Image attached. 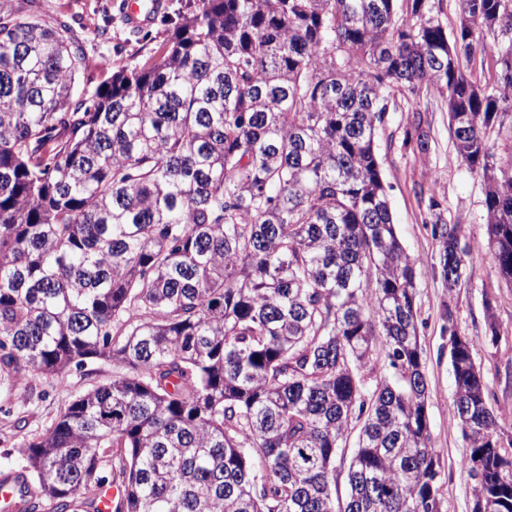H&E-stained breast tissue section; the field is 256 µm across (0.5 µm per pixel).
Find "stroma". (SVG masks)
Instances as JSON below:
<instances>
[{"label":"stroma","instance_id":"1","mask_svg":"<svg viewBox=\"0 0 512 512\" xmlns=\"http://www.w3.org/2000/svg\"><path fill=\"white\" fill-rule=\"evenodd\" d=\"M163 9L138 28L127 24L121 0H39L46 15L62 17L89 35L86 56L98 65V81L108 80L111 70L102 60L136 63L152 56L166 41L181 12L193 9L198 0H163ZM107 28L108 40L96 38L98 28ZM428 149L411 152L393 146L380 152L391 192L393 219L406 251L416 264V307L419 336L424 351L429 399L428 418L442 481L440 495L444 512H473L476 482L461 462L471 451L455 415L454 382L449 360L448 330L476 342L474 356L487 387L490 403L501 426L504 456L512 460V288L499 275L493 250L488 245L483 185L459 165L448 127V114L439 99H431ZM442 200L449 220L463 228L460 244L469 252L463 284L448 291L441 275L439 250L424 224L429 197ZM500 327L498 339L487 332L489 319ZM111 364L95 362L43 378L37 394L24 387L0 390V471L18 466L19 443L45 433L59 412L91 386L112 378Z\"/></svg>","mask_w":512,"mask_h":512}]
</instances>
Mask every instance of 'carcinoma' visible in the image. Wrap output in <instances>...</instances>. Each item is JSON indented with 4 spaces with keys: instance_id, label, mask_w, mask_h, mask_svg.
I'll return each instance as SVG.
<instances>
[{
    "instance_id": "obj_1",
    "label": "carcinoma",
    "mask_w": 512,
    "mask_h": 512,
    "mask_svg": "<svg viewBox=\"0 0 512 512\" xmlns=\"http://www.w3.org/2000/svg\"><path fill=\"white\" fill-rule=\"evenodd\" d=\"M200 2L78 92L82 34L0 0V385L115 367L18 448L19 512H97L106 483L112 512H441L379 128L409 107L401 147L424 151L419 101L442 99L512 285V160L491 144L512 120V0H457L451 30L441 0ZM427 209L451 291L462 226ZM451 337L473 512H512L474 342Z\"/></svg>"
}]
</instances>
